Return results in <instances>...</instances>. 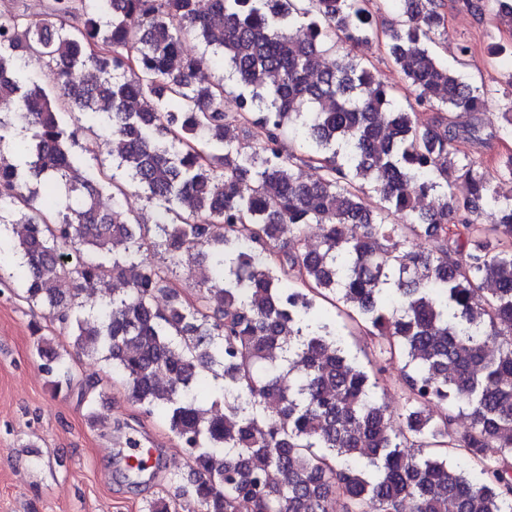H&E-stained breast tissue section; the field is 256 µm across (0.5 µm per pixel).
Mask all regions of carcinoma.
<instances>
[{
    "instance_id": "1",
    "label": "carcinoma",
    "mask_w": 512,
    "mask_h": 512,
    "mask_svg": "<svg viewBox=\"0 0 512 512\" xmlns=\"http://www.w3.org/2000/svg\"><path fill=\"white\" fill-rule=\"evenodd\" d=\"M398 2L386 47L429 116L398 108L354 56L322 64L337 35L378 37L373 0H50L40 19L0 8V100L17 103L0 112V225L21 258H0V282L17 279L163 416L197 512H512V154L493 168L458 157L480 128L448 114L481 111L482 93L429 47L440 0ZM464 4L512 26V0ZM190 35L212 55L184 53ZM30 55L52 86L23 69ZM209 65L245 88L236 111L224 79L198 81ZM232 124L252 150L226 137ZM287 126L307 155L286 151ZM127 179L159 204L154 228L122 209ZM457 179L469 196L450 191ZM368 189L381 211L364 207ZM486 206L497 223H481ZM312 224L321 251L305 248ZM422 239L434 248L401 252ZM192 251L206 266L184 294L171 275ZM82 282L124 290L86 317ZM324 302L404 361L399 410L374 396ZM36 349L48 371L64 365L43 338Z\"/></svg>"
}]
</instances>
